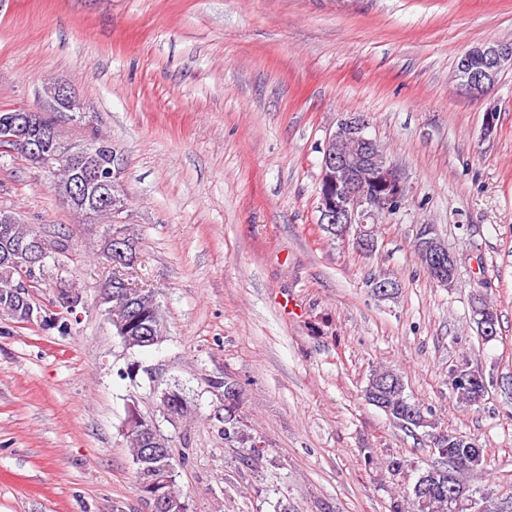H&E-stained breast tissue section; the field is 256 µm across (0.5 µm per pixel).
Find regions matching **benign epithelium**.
<instances>
[{
    "instance_id": "1",
    "label": "benign epithelium",
    "mask_w": 512,
    "mask_h": 512,
    "mask_svg": "<svg viewBox=\"0 0 512 512\" xmlns=\"http://www.w3.org/2000/svg\"><path fill=\"white\" fill-rule=\"evenodd\" d=\"M512 67V46L497 42H484L465 50L457 64L460 90L470 97H479L495 87L501 73ZM77 96L70 87L58 84L45 98L46 108L55 112L74 110ZM0 127L9 133L14 146L39 162L43 171H57L58 154L55 152V132L38 120L31 109L14 112L0 121ZM369 121L359 113L341 119L336 130L329 134L321 147L322 189L319 193L320 223L327 225L336 235L344 237L355 229L357 250L369 253L375 248V238L367 225L378 223L381 216L397 210L405 201V182L400 170L382 154L377 142L367 129ZM122 174L121 155L112 153V166L101 169L94 164L82 167V180L100 195L104 209L118 213L123 209L119 196V178ZM427 268L442 286L448 284V272L454 259L443 247L433 229L422 226L416 235ZM112 265L120 269L132 263L128 255L129 243L122 231H117L106 242ZM56 246L48 239L35 236L26 240L20 284L29 286L31 277L43 270ZM176 466L168 461L163 467L148 472L145 487L150 493L142 495L149 512H187V505L170 501L162 492L167 477ZM455 495L467 502L470 512H503L495 499L478 495L455 485Z\"/></svg>"
}]
</instances>
